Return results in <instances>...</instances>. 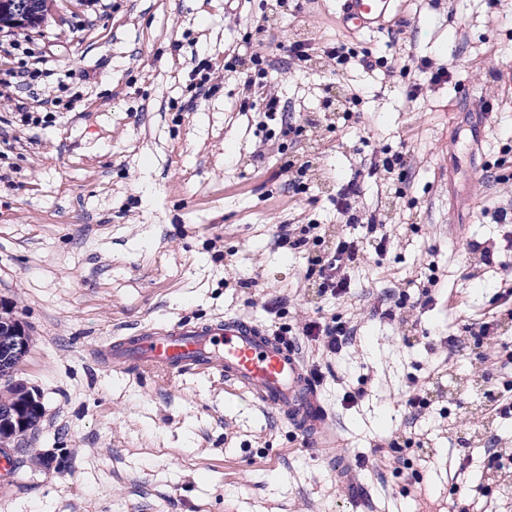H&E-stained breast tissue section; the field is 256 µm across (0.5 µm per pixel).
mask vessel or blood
Listing matches in <instances>:
<instances>
[{"label": "vessel or blood", "instance_id": "obj_1", "mask_svg": "<svg viewBox=\"0 0 512 512\" xmlns=\"http://www.w3.org/2000/svg\"><path fill=\"white\" fill-rule=\"evenodd\" d=\"M344 20L356 29L376 28L393 0H342ZM106 363L170 374L219 370L224 379L276 409L304 441L329 439L332 423L320 386L287 339L238 317L206 323L175 322L117 336L101 346Z\"/></svg>", "mask_w": 512, "mask_h": 512}]
</instances>
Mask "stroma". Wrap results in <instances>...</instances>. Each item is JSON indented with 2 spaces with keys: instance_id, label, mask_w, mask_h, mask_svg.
<instances>
[{
  "instance_id": "obj_1",
  "label": "stroma",
  "mask_w": 512,
  "mask_h": 512,
  "mask_svg": "<svg viewBox=\"0 0 512 512\" xmlns=\"http://www.w3.org/2000/svg\"><path fill=\"white\" fill-rule=\"evenodd\" d=\"M296 40L402 69L295 63L279 46ZM255 52L260 85L225 70ZM28 55L30 87L0 94V301L33 338L20 376L44 416L0 478V512H448L458 491L472 512H512L494 460L512 414L489 400L512 386V318L479 346L467 330L512 287V223L493 217L512 208V0H398L373 31L344 26L340 0H53L40 26L0 32V80ZM424 59L463 70L472 99L451 82L409 98ZM265 92L285 121L255 112ZM385 148L400 172L371 171ZM353 179L388 243L336 299L306 276L316 250L277 236H362L336 209ZM225 316L289 336L323 372L334 447L303 444L220 372L93 357L112 336ZM316 318L352 339L335 354L303 340Z\"/></svg>"
}]
</instances>
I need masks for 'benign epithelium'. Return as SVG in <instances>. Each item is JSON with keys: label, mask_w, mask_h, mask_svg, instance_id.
Here are the masks:
<instances>
[{"label": "benign epithelium", "mask_w": 512, "mask_h": 512, "mask_svg": "<svg viewBox=\"0 0 512 512\" xmlns=\"http://www.w3.org/2000/svg\"><path fill=\"white\" fill-rule=\"evenodd\" d=\"M40 0H12V27L27 23L32 13L42 14ZM29 349L28 332L11 307L0 303V379L13 387L12 401L0 402V447L7 448L22 436L42 415L38 392L17 378L19 366Z\"/></svg>", "instance_id": "1"}]
</instances>
